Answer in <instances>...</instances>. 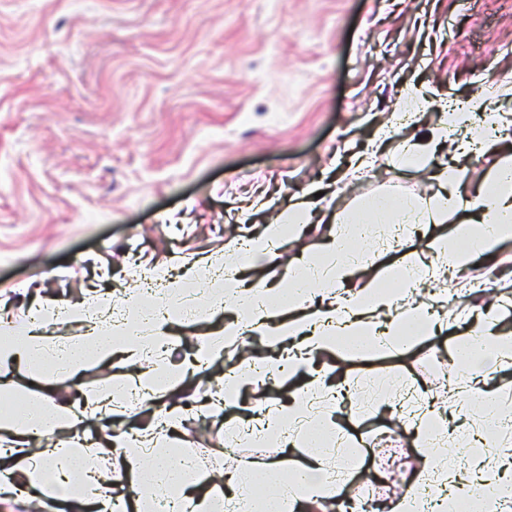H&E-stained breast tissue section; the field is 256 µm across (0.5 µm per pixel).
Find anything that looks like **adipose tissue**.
I'll use <instances>...</instances> for the list:
<instances>
[{
    "instance_id": "adipose-tissue-1",
    "label": "adipose tissue",
    "mask_w": 512,
    "mask_h": 512,
    "mask_svg": "<svg viewBox=\"0 0 512 512\" xmlns=\"http://www.w3.org/2000/svg\"><path fill=\"white\" fill-rule=\"evenodd\" d=\"M452 131L460 136L456 151L470 159L477 144L469 136L470 120L465 112L449 113L446 132L431 137L428 143L404 146L401 155L418 165L426 163ZM439 177L442 189L423 201L380 196L369 205L370 220L349 213L337 216L327 248L286 269L273 288L244 286L237 268L243 262L273 261L287 233L302 224L301 209L281 212L246 241L228 239L224 244V286L208 292L206 298L184 302V282L172 277L166 283L163 303L135 309L117 320L112 317L111 292L95 289L75 303H37L36 317L20 324L1 318L0 366L23 363L37 375L46 369L72 376L89 363L110 359L119 374L82 401L58 400L47 394L30 401L22 413L0 416V501L16 500V490L22 486L31 498L64 500L75 512H113V503L101 487L120 473L128 477L135 491L136 512H235L246 490L237 480L238 473L258 472L265 475L271 494L255 501L254 512H297L302 505L332 512L341 484L336 463L351 452L335 445L343 437L333 408L339 393L327 371L318 367L319 357L327 354L339 360L347 354L410 343L412 337L435 330L428 322L412 327L413 318L427 320L443 304L436 293L426 301L417 297L413 282L419 266L412 262L390 266L385 278L370 279L358 290L349 289L351 276L361 267L362 245L370 239L372 225H392L384 245L396 252L406 244L399 225L444 224L450 216H461L463 247L450 249L436 238L425 244L431 256L429 273L436 278L442 277L447 266L467 268L475 257H492L512 242V154L499 158L488 189L475 196L457 191L458 170L440 171ZM53 312L84 323L82 339L45 336L37 317ZM219 314L224 317L223 327L199 346L189 361L170 360L172 326ZM484 320L483 336L460 343L478 392L486 388L489 364H512V336L498 330L497 311L486 310ZM116 331L122 335L118 343L112 339ZM252 332L274 337L282 345L277 361L267 367L269 373L301 370L307 382L303 392L275 412L249 415L250 431L259 434L272 426L282 427L277 437L280 447L298 442L311 453L286 479L278 463L237 459L226 473L228 489L218 495L204 493L200 487L209 482L208 473L200 471L191 454L175 453L171 443L184 413L179 406L166 405L164 399L182 383L187 371L202 372ZM116 388L132 392L141 408L149 410L147 427L119 438L106 435L82 441L72 435V428L90 419L133 416V409L115 401L112 391ZM148 453L154 458L149 467L144 464ZM471 473L463 488L470 512H497L500 504L512 500V478L505 469L491 470L477 460ZM161 487L172 490L163 505L154 494Z\"/></svg>"
}]
</instances>
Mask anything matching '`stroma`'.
Listing matches in <instances>:
<instances>
[{
  "instance_id": "obj_1",
  "label": "stroma",
  "mask_w": 512,
  "mask_h": 512,
  "mask_svg": "<svg viewBox=\"0 0 512 512\" xmlns=\"http://www.w3.org/2000/svg\"><path fill=\"white\" fill-rule=\"evenodd\" d=\"M496 73V82L484 81ZM453 105L492 93L512 110V0H0V294L22 319L34 290L59 301L89 284L135 294L150 263L224 259L231 236L258 233L312 186L324 197L305 229L285 241L287 264L315 254L333 214L362 213L376 197L422 199L429 173L399 162L404 142L439 131L437 108L381 132L402 93ZM371 154L370 169H347ZM492 147L462 165V186L483 187L500 158ZM446 293V331L399 353L367 351L337 374L381 383L389 398L410 386L463 406L469 370L455 357L478 316L498 307L512 331V243L494 260L423 295ZM111 371L49 376L0 368V403L44 390L66 398ZM300 373L234 394L221 415L187 414L180 445L213 470L225 421L242 406H270ZM394 456L384 500L402 494L422 450L371 446Z\"/></svg>"
}]
</instances>
